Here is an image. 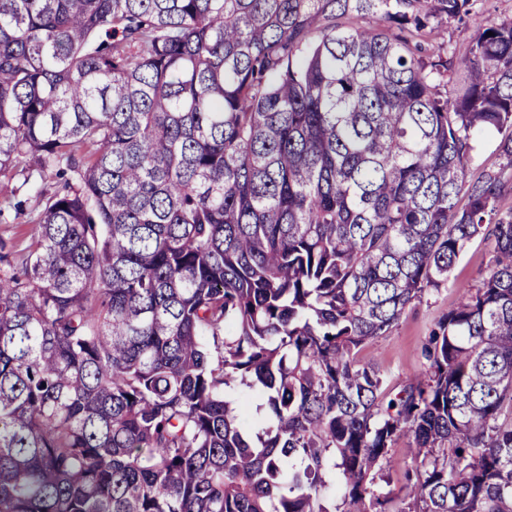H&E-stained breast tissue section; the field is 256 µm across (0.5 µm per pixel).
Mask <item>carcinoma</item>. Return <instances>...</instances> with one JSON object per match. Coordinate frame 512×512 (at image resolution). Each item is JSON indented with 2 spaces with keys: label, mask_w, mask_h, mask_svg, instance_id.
I'll list each match as a JSON object with an SVG mask.
<instances>
[{
  "label": "carcinoma",
  "mask_w": 512,
  "mask_h": 512,
  "mask_svg": "<svg viewBox=\"0 0 512 512\" xmlns=\"http://www.w3.org/2000/svg\"><path fill=\"white\" fill-rule=\"evenodd\" d=\"M479 2L0 0V177L78 175L0 245V512H329L331 467L384 512L403 434L418 512H512V18ZM480 235L389 395L360 349ZM475 33L474 24L462 25L453 21L444 23L441 36L426 38L427 40L422 42L423 54L432 55L443 50L446 53L448 44L464 49L472 42ZM502 135L496 131L485 134L475 143L471 174L477 176L483 169L497 167L499 163L498 144ZM415 448L412 440L401 436L396 443L389 448L388 453L380 462L374 479V490L377 495L387 496L389 491L390 500L385 505L386 512H408V505L412 502L409 496V489L405 488L406 474L416 467Z\"/></svg>",
  "instance_id": "carcinoma-1"
}]
</instances>
